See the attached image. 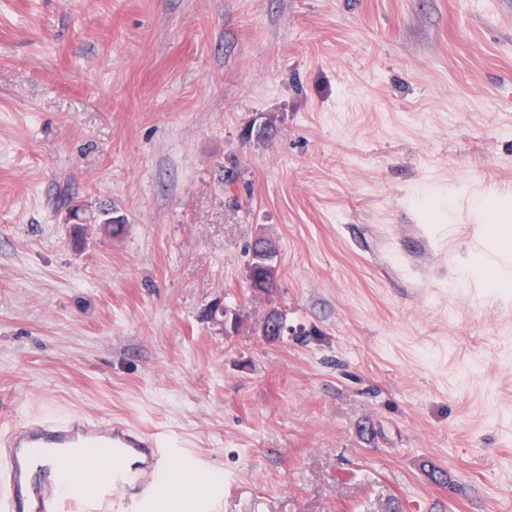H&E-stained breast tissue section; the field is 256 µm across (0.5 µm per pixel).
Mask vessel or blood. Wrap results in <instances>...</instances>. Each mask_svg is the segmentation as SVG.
<instances>
[{"mask_svg": "<svg viewBox=\"0 0 512 512\" xmlns=\"http://www.w3.org/2000/svg\"><path fill=\"white\" fill-rule=\"evenodd\" d=\"M89 448L105 450L112 460L97 481V497L117 503L128 494L141 510L167 497V486L148 474L166 467L173 451L111 420L76 415L29 421L0 440V512H70L83 493L66 464ZM32 484L43 489L38 497L27 493Z\"/></svg>", "mask_w": 512, "mask_h": 512, "instance_id": "obj_1", "label": "vessel or blood"}]
</instances>
